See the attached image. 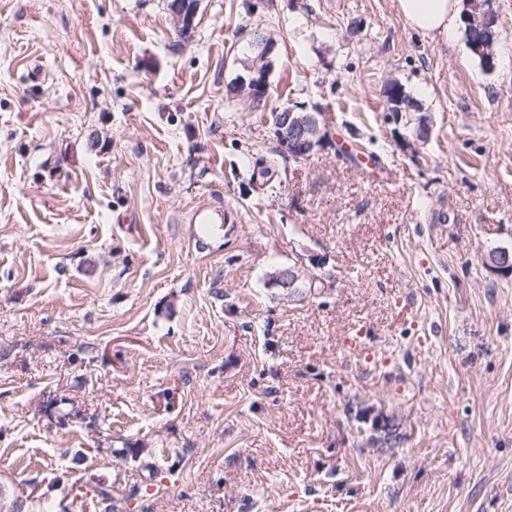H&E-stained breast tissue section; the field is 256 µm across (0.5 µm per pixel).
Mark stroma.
<instances>
[{"label": "stroma", "mask_w": 512, "mask_h": 512, "mask_svg": "<svg viewBox=\"0 0 512 512\" xmlns=\"http://www.w3.org/2000/svg\"><path fill=\"white\" fill-rule=\"evenodd\" d=\"M169 2L0 0V512H512V0ZM405 20L424 35L450 37L460 15L459 0H397ZM462 11V22L466 36L473 39V49L483 69L495 68L494 48L497 44V30L500 24V16L493 7L491 0H465ZM482 58V59H481ZM483 60V61H482ZM242 86H247L253 102L257 106H261L266 98L267 85H268V69H252L248 71L246 76H241L239 79ZM278 137L288 154L301 157L308 148L314 149L317 143H324V135L329 129V121L323 112H296L288 107L280 117Z\"/></svg>", "instance_id": "35a3bbf8"}]
</instances>
